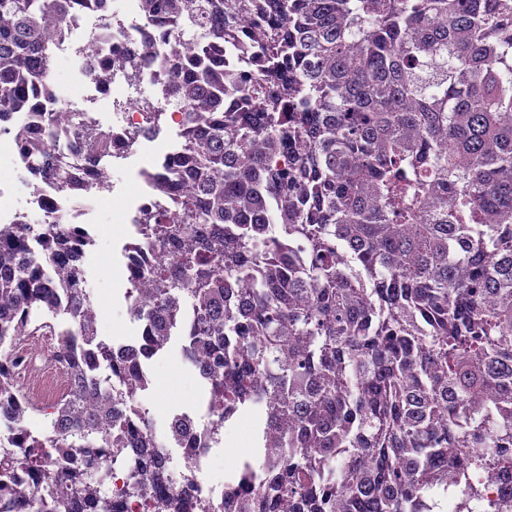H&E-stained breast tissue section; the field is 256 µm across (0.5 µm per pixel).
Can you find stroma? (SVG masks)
<instances>
[{
  "instance_id": "obj_1",
  "label": "stroma",
  "mask_w": 512,
  "mask_h": 512,
  "mask_svg": "<svg viewBox=\"0 0 512 512\" xmlns=\"http://www.w3.org/2000/svg\"><path fill=\"white\" fill-rule=\"evenodd\" d=\"M155 154V144L141 143L132 157L113 170L112 210L97 229L95 244L85 257L88 288L97 303L99 333L116 344L125 343L137 334V325L127 311L121 271L127 261L125 249L138 237L134 217L135 203L145 190L141 172L153 166ZM149 369L152 387L143 405L156 425H164L177 406L204 413L200 381L178 352L153 357ZM254 423V413L244 410L225 425L222 448L211 465L210 476L214 484H222L240 461L250 459L254 447Z\"/></svg>"
}]
</instances>
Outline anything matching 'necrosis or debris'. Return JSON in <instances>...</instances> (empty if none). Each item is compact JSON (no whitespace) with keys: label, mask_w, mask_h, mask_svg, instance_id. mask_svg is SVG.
<instances>
[{"label":"necrosis or debris","mask_w":512,"mask_h":512,"mask_svg":"<svg viewBox=\"0 0 512 512\" xmlns=\"http://www.w3.org/2000/svg\"><path fill=\"white\" fill-rule=\"evenodd\" d=\"M64 37L53 38V54L72 65L71 76L85 93L81 97L58 94L49 107L57 138L62 145L73 144L84 126L102 132L131 135L141 130L149 142L163 133L155 113L170 114L182 120L179 107L163 98L161 66L169 44L147 31L137 0H126L110 16L77 12L63 22ZM111 56L117 67L111 84L97 81L94 68L100 56ZM22 150L13 132L0 130V223L24 224L29 215H38L45 224L91 225L93 216L105 215L112 208V170L103 165L90 192L83 195L59 191L52 177L27 174L21 163ZM31 399L60 398L70 377L58 364L29 371ZM195 449L188 467L174 486L193 501L192 512H203L214 498V489L205 479L217 449L212 432L195 429L188 437Z\"/></svg>","instance_id":"4bbe7bcc"}]
</instances>
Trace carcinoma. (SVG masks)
Wrapping results in <instances>:
<instances>
[{
  "label": "carcinoma",
  "instance_id": "cac0c4a2",
  "mask_svg": "<svg viewBox=\"0 0 512 512\" xmlns=\"http://www.w3.org/2000/svg\"><path fill=\"white\" fill-rule=\"evenodd\" d=\"M180 47L163 64L186 113L166 207L135 223L157 253L128 303L138 334H98L84 258L55 224H0V499L11 512H119L121 461L142 495L191 426L243 407L259 452L211 512H432L454 483L486 512L482 475L512 500V0H139ZM114 0H0V123L25 164L77 177L30 115L57 94L51 42ZM123 142L85 128L92 158ZM51 330L70 388L51 418L22 395L14 342ZM178 344L206 419L156 431L113 383L149 377L141 351ZM118 448H144L123 457ZM38 470L43 494L13 497Z\"/></svg>",
  "mask_w": 512,
  "mask_h": 512
}]
</instances>
